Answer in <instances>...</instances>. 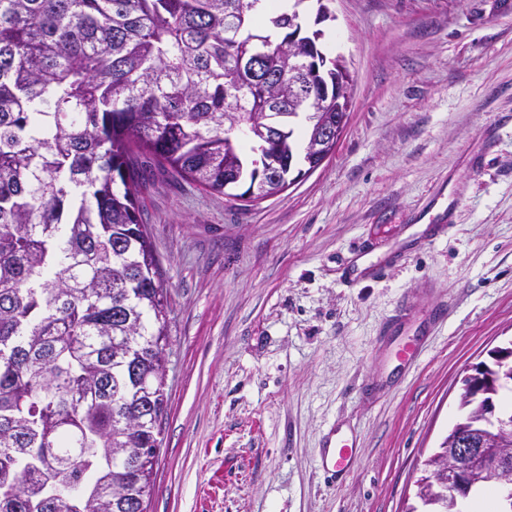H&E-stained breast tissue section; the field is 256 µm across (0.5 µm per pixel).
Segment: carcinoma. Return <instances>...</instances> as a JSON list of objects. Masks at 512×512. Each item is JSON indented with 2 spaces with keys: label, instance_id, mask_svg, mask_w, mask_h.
I'll return each mask as SVG.
<instances>
[{
  "label": "carcinoma",
  "instance_id": "cac0c4a2",
  "mask_svg": "<svg viewBox=\"0 0 512 512\" xmlns=\"http://www.w3.org/2000/svg\"><path fill=\"white\" fill-rule=\"evenodd\" d=\"M318 56L334 99L348 67ZM295 70L264 0H0V512H146L169 302L144 172L224 193L254 147L225 129L288 111ZM478 408L462 390L437 452Z\"/></svg>",
  "mask_w": 512,
  "mask_h": 512
}]
</instances>
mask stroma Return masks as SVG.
Returning <instances> with one entry per match:
<instances>
[{
    "mask_svg": "<svg viewBox=\"0 0 512 512\" xmlns=\"http://www.w3.org/2000/svg\"><path fill=\"white\" fill-rule=\"evenodd\" d=\"M329 8L354 93L321 167L248 206L171 175L139 195L170 301L148 512H405L466 367L512 338V0ZM451 200L448 235L344 285ZM335 423L358 455L332 487L314 458Z\"/></svg>",
    "mask_w": 512,
    "mask_h": 512,
    "instance_id": "obj_1",
    "label": "stroma"
}]
</instances>
